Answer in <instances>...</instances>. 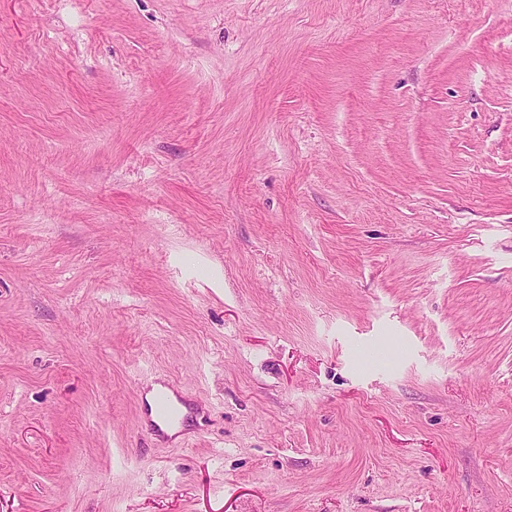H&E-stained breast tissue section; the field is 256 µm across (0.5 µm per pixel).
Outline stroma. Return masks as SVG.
Segmentation results:
<instances>
[{
  "instance_id": "stroma-1",
  "label": "stroma",
  "mask_w": 512,
  "mask_h": 512,
  "mask_svg": "<svg viewBox=\"0 0 512 512\" xmlns=\"http://www.w3.org/2000/svg\"><path fill=\"white\" fill-rule=\"evenodd\" d=\"M0 512H512V0H0Z\"/></svg>"
}]
</instances>
